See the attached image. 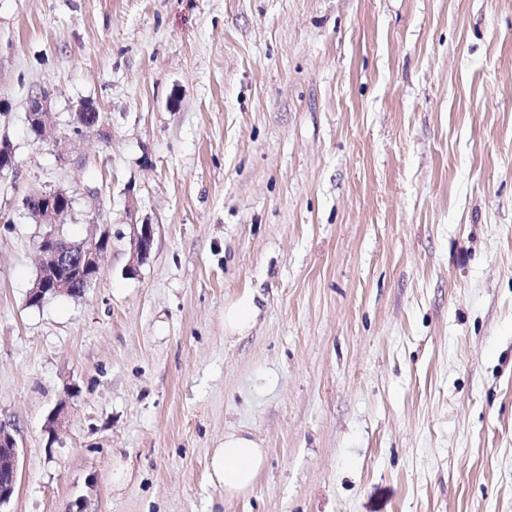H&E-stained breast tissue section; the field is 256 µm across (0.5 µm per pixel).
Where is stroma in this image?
I'll list each match as a JSON object with an SVG mask.
<instances>
[{
  "label": "stroma",
  "mask_w": 512,
  "mask_h": 512,
  "mask_svg": "<svg viewBox=\"0 0 512 512\" xmlns=\"http://www.w3.org/2000/svg\"><path fill=\"white\" fill-rule=\"evenodd\" d=\"M1 137L7 512H512V0H0ZM52 190L112 247L34 306ZM51 114L47 107L46 97L43 93H36L31 96L28 108V121L30 127L46 131L50 123ZM27 205L29 210L36 209V214L47 224H55L56 219L69 210L71 199L66 192L54 190L29 196ZM153 243V227L149 224H140V229L136 231L130 268L136 266L148 255ZM254 296L246 294L224 307V329L229 333H244L251 326L255 313ZM19 479V446L10 423L0 422V509L13 498ZM264 461V449L250 433H226L224 442L211 455L210 480L224 489V495L244 494L253 486Z\"/></svg>",
  "instance_id": "1"
}]
</instances>
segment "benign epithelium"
Listing matches in <instances>:
<instances>
[{
    "label": "benign epithelium",
    "mask_w": 512,
    "mask_h": 512,
    "mask_svg": "<svg viewBox=\"0 0 512 512\" xmlns=\"http://www.w3.org/2000/svg\"><path fill=\"white\" fill-rule=\"evenodd\" d=\"M77 115L85 122L77 127L83 134L96 129L101 121L100 112L91 103H82L77 108ZM51 114L47 107L46 97L42 93L31 96L28 108L29 126L42 131L47 129ZM15 166V154L11 142L6 138L0 139V173ZM29 209L36 210V214L48 223H55L56 219L67 212L71 205L70 196L61 191L54 190L42 192L29 197ZM65 238L51 229L46 232L39 245L42 262L38 281L32 288L29 301L43 303L50 297L61 294L69 295L79 290L86 291L98 277L101 260L111 246V233L108 225H99L98 235L89 241L62 246ZM153 243V226L140 225L136 231L130 270L148 255ZM81 279L83 286L77 290L73 288L76 279ZM19 479V446L16 431L9 423L0 422V509L8 505L13 498Z\"/></svg>",
    "instance_id": "1"
}]
</instances>
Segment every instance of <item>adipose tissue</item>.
<instances>
[{
  "mask_svg": "<svg viewBox=\"0 0 512 512\" xmlns=\"http://www.w3.org/2000/svg\"><path fill=\"white\" fill-rule=\"evenodd\" d=\"M264 461L265 452L250 433L225 434L223 443L215 448L210 458V480L221 487L225 495L244 494L251 489Z\"/></svg>",
  "mask_w": 512,
  "mask_h": 512,
  "instance_id": "obj_1",
  "label": "adipose tissue"
}]
</instances>
